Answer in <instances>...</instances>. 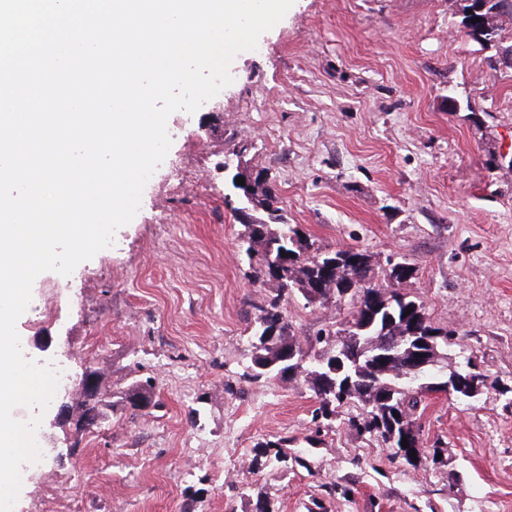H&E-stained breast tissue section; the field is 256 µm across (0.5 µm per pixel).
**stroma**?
<instances>
[{"mask_svg":"<svg viewBox=\"0 0 512 512\" xmlns=\"http://www.w3.org/2000/svg\"><path fill=\"white\" fill-rule=\"evenodd\" d=\"M456 0H294L239 53L232 83L170 115L171 147L108 252L48 271L16 328L31 360L70 358L39 419L41 468L13 512H512V68L459 31ZM267 174L315 246L397 253L454 331L448 363L494 385L422 395L413 462L339 408L316 431L304 378H247L273 280L251 282L237 166ZM300 345L345 304L283 301ZM108 393L91 430L57 418L76 379ZM149 381L151 404L130 407ZM288 439L286 461L275 457Z\"/></svg>","mask_w":512,"mask_h":512,"instance_id":"35a3bbf8","label":"stroma"}]
</instances>
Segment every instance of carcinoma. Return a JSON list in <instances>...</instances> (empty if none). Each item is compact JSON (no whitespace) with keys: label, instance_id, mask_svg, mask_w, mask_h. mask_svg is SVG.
<instances>
[{"label":"carcinoma","instance_id":"carcinoma-1","mask_svg":"<svg viewBox=\"0 0 512 512\" xmlns=\"http://www.w3.org/2000/svg\"><path fill=\"white\" fill-rule=\"evenodd\" d=\"M506 2L510 8L505 11L490 5L481 12L484 32L480 38L473 37L475 42L485 48L498 46L502 17L512 18V0ZM252 207L266 214L265 220L245 225V253L256 258V277L272 279L280 290L298 291L309 301L318 291L325 300L334 298L348 304L344 328L332 332V337H349L356 352L343 358L335 390L322 391V369L336 357L339 347L308 357L291 332L280 299H272L257 318L248 376L303 373L318 400L313 411L316 424L331 419L336 405L355 398L368 408L361 420L352 423L358 433L384 443L393 435L406 434L417 442L412 416L420 403L419 392L446 390L456 376H468L473 363L467 362L464 370L447 369L451 332L435 325L423 303L406 289L416 278L415 267L403 257L390 263L385 286L367 252L354 247L332 251L314 247L298 225L282 220L280 198L270 183L255 194ZM277 324L281 333L264 339L263 331ZM419 350L429 353L428 366L422 374L410 375L403 365Z\"/></svg>","mask_w":512,"mask_h":512}]
</instances>
